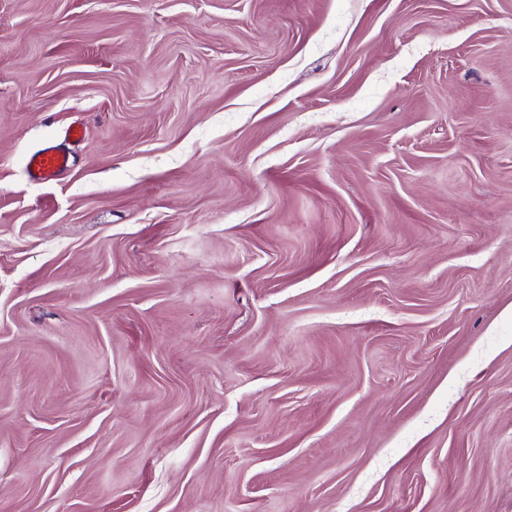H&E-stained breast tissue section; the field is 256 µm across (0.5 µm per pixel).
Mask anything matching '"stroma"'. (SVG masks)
<instances>
[{
	"label": "stroma",
	"instance_id": "35a3bbf8",
	"mask_svg": "<svg viewBox=\"0 0 512 512\" xmlns=\"http://www.w3.org/2000/svg\"><path fill=\"white\" fill-rule=\"evenodd\" d=\"M511 304L512 0H0V512H512ZM71 167V155L52 143L27 155L23 161V168L28 178L39 183L55 180Z\"/></svg>",
	"mask_w": 512,
	"mask_h": 512
}]
</instances>
